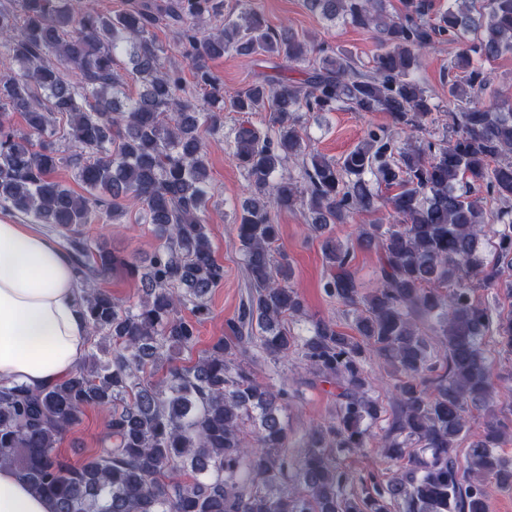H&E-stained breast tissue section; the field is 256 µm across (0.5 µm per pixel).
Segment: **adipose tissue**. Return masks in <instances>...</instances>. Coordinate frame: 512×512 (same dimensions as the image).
Wrapping results in <instances>:
<instances>
[{
	"label": "adipose tissue",
	"instance_id": "obj_1",
	"mask_svg": "<svg viewBox=\"0 0 512 512\" xmlns=\"http://www.w3.org/2000/svg\"><path fill=\"white\" fill-rule=\"evenodd\" d=\"M78 280L55 241L0 218V382L34 389L68 377L85 352ZM15 470L0 466V512H52Z\"/></svg>",
	"mask_w": 512,
	"mask_h": 512
}]
</instances>
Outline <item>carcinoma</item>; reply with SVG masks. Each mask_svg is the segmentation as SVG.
Here are the masks:
<instances>
[{
    "mask_svg": "<svg viewBox=\"0 0 512 512\" xmlns=\"http://www.w3.org/2000/svg\"><path fill=\"white\" fill-rule=\"evenodd\" d=\"M303 4L331 26L374 33L371 59L277 32L247 9L207 31L224 0H128L113 15L82 0H0V56L19 66L0 75V210L59 235L82 287L79 313L97 338L51 387L0 383V465L14 466L54 512H488L485 483L512 489V462L497 451L512 424L490 403L483 345L493 333L512 353V313L495 315L474 297L501 286L512 296V93L488 69L512 53V0H448L438 11L433 0ZM161 24L175 28L204 103L164 63L153 34ZM443 36L455 46L446 74L454 109L446 134L426 138L438 105L417 71ZM228 53L277 56L303 79L263 77L226 102L210 63ZM226 109L269 113L263 130L241 123L224 134L250 186L235 225L248 292L228 335L179 365L224 280L202 214L203 132L224 130ZM342 109L385 112L392 126L369 130L337 160L307 151L302 117ZM12 112L28 132L13 129ZM300 156V175L285 172ZM64 165L85 193L56 178ZM484 192L502 206L488 212ZM130 198L160 241L144 268L85 232L99 212L118 223ZM275 210L301 212L315 234L388 214L386 224L357 225V244L379 255L369 289L352 246L322 240L332 271L324 288L352 310L353 333L308 314ZM491 222L500 229L488 263L480 253ZM118 270L140 280L137 301L123 304L100 286ZM302 319L312 331L299 341L288 321ZM290 353L336 385L334 412L297 453L283 419L295 392L257 376L259 359ZM373 355L396 377L378 439L371 426L386 408L367 369ZM92 405L110 410L107 432L73 467L56 448ZM476 413L483 434L462 463L456 448ZM374 447L384 472L355 473L340 460Z\"/></svg>",
    "mask_w": 512,
    "mask_h": 512,
    "instance_id": "carcinoma-1",
    "label": "carcinoma"
}]
</instances>
